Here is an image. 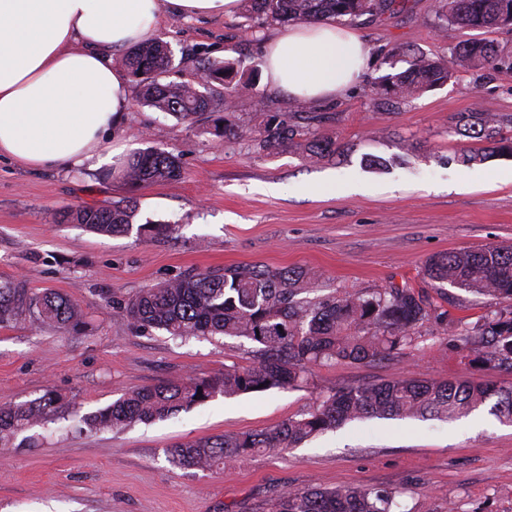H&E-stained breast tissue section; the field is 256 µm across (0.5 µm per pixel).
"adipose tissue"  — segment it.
<instances>
[{"label": "adipose tissue", "instance_id": "1", "mask_svg": "<svg viewBox=\"0 0 512 512\" xmlns=\"http://www.w3.org/2000/svg\"><path fill=\"white\" fill-rule=\"evenodd\" d=\"M238 0H0V159L31 170L99 168L129 108L115 53L150 40L165 12L234 14ZM369 48L333 21L297 23L270 39L264 79L275 92L330 101L360 78Z\"/></svg>", "mask_w": 512, "mask_h": 512}]
</instances>
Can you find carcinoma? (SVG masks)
<instances>
[{"instance_id": "carcinoma-1", "label": "carcinoma", "mask_w": 512, "mask_h": 512, "mask_svg": "<svg viewBox=\"0 0 512 512\" xmlns=\"http://www.w3.org/2000/svg\"><path fill=\"white\" fill-rule=\"evenodd\" d=\"M245 17L255 37L276 24L344 18L354 21L394 10L396 0H243ZM440 18L470 30L499 29L512 13V0H441ZM491 41L468 39L458 44L450 61L412 56L409 66L383 79L382 90L396 99L418 96L451 79L458 70L484 67L496 61ZM137 79L138 96L147 106L190 123L205 113L226 138L250 137L259 150L277 153L295 146L319 161L337 151L336 143L317 131L301 133L279 112L265 113L256 133L236 121L226 99L251 97L264 104L257 91L259 69L239 73L241 62L201 58L200 82L169 79L174 69L167 42L154 38L116 59ZM222 88L214 93L213 86ZM455 132L483 146L461 155L469 165L492 157H512V139L501 135L497 117L482 109L460 112ZM107 175L119 180L127 196L108 205H78L63 209L58 222L80 224L102 235L155 238L173 232L171 224L136 223V192L144 185L175 181L182 176L178 155L149 146L112 167ZM428 279L449 283L505 305L482 316L456 339L455 347L481 368L512 369V245L492 249H462L430 257ZM317 274L303 267L271 268L241 264L207 272H191L112 304L114 315L142 330H162L173 338L223 336L255 345L257 365L229 367L218 376H193L142 387L112 404L78 417L89 430L123 429L134 423L162 419L216 395L237 396L296 386L314 364L336 361L374 362L400 353L412 342V331L428 319L431 304L407 286L361 288L343 295L310 299ZM30 318L43 327L80 334L87 313L71 298L52 291L30 293L12 282H0V324ZM497 398L494 412L512 421V388L493 382H437L397 378L324 395L311 412L275 426L204 437L169 449L172 463L183 469L224 470L254 453L279 454L314 435L365 417H464ZM59 396L46 392L34 399L0 407V447L11 445L17 433L45 426L69 412ZM397 492L362 487L283 490L270 512H394Z\"/></svg>"}]
</instances>
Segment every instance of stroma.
<instances>
[{
    "label": "stroma",
    "mask_w": 512,
    "mask_h": 512,
    "mask_svg": "<svg viewBox=\"0 0 512 512\" xmlns=\"http://www.w3.org/2000/svg\"><path fill=\"white\" fill-rule=\"evenodd\" d=\"M438 7V0H396L394 11L358 19L368 64L358 85L336 100L292 99L264 85L265 108L237 100V117L252 127L266 111L287 113L301 127L308 113H320L319 132L340 153L318 163L294 147L267 154L252 139L221 137L210 115L181 123L131 100L112 130L113 145L133 152L158 146L181 159V179L138 193V223L174 225L167 238L102 236L58 223L63 207L124 197V186L99 170L32 171L0 160V281L69 296L91 323L84 335L29 320L0 327V406L50 389L86 414L144 386L254 366L247 341L175 340L113 316L114 302L193 270L308 267L318 274L312 296L407 285L438 313L391 360L314 366L295 387L218 395L118 431L82 430L70 416L29 429L0 449V512H269L282 490L317 485L392 490L402 512H512V424L486 405L453 422L359 420L221 471L168 460L176 443L277 425L341 387L396 378L512 387V369L475 367L448 336L449 324L475 322L497 310L496 300L423 276L432 255L512 244V184L467 187L473 169L458 158L477 143L452 125L456 113L480 107L512 138V28L480 33L500 50L496 66L458 72L406 101L378 88L382 77L407 68L411 53L447 60L472 38V30L443 25ZM157 35L173 51L177 81H196L198 57L237 58L245 69L264 63L265 44L239 12L167 14ZM374 156L389 166L369 165ZM330 176L336 183L329 188Z\"/></svg>",
    "instance_id": "1"
}]
</instances>
